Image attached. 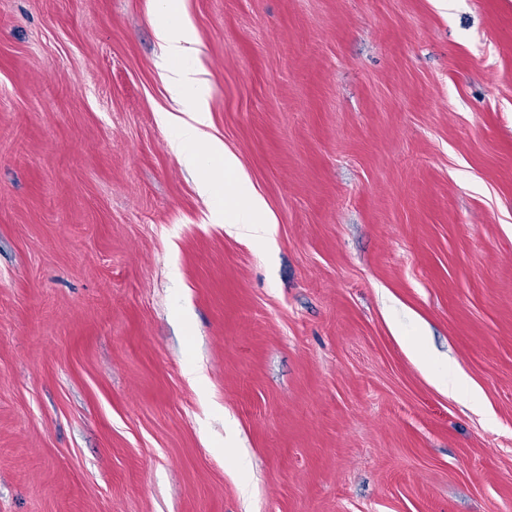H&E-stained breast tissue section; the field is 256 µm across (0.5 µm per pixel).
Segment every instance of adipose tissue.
<instances>
[{"label":"adipose tissue","instance_id":"ef3b65f1","mask_svg":"<svg viewBox=\"0 0 512 512\" xmlns=\"http://www.w3.org/2000/svg\"><path fill=\"white\" fill-rule=\"evenodd\" d=\"M153 22L161 53L160 75L170 99L158 121L172 132L170 150L181 165L197 174L206 195H223L224 224L238 236L271 245L277 223L263 197L243 175L239 159L211 132L209 73L198 64L194 26L182 14L181 0H157Z\"/></svg>","mask_w":512,"mask_h":512}]
</instances>
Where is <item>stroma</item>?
<instances>
[{
    "instance_id": "35a3bbf8",
    "label": "stroma",
    "mask_w": 512,
    "mask_h": 512,
    "mask_svg": "<svg viewBox=\"0 0 512 512\" xmlns=\"http://www.w3.org/2000/svg\"><path fill=\"white\" fill-rule=\"evenodd\" d=\"M154 8L0 0V512H512V0H183L267 249ZM156 2L153 26L161 49L158 67L171 102L169 109L159 112L158 121L174 131L168 146L181 165L198 175L199 189L206 195L220 196L224 175L231 177L228 195H224V212L217 211L216 218H224L225 227L238 236L269 246L277 235L274 217L263 197L242 174L239 159L210 131V78L203 65L193 63L199 53L194 26L181 12V0ZM174 14L179 16L178 20L172 19ZM209 160L219 162L220 166L209 167ZM424 366L431 371L432 377L441 388V390L450 396L457 395L464 387L465 381L453 370L448 369L445 372L434 371L430 363H424V360L419 356Z\"/></svg>"
}]
</instances>
